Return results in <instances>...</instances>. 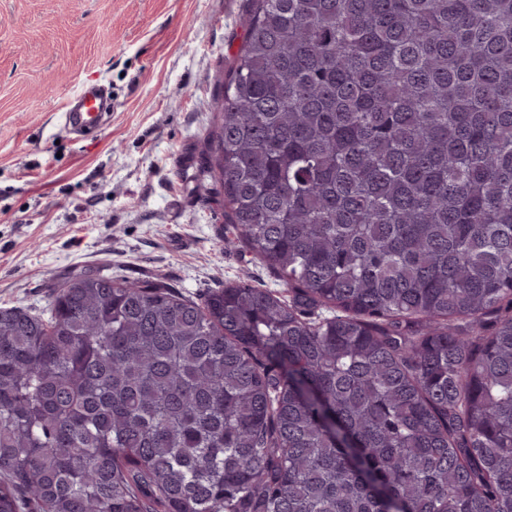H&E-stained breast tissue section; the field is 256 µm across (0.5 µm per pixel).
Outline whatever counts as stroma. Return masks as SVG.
Returning a JSON list of instances; mask_svg holds the SVG:
<instances>
[{
    "instance_id": "1",
    "label": "stroma",
    "mask_w": 512,
    "mask_h": 512,
    "mask_svg": "<svg viewBox=\"0 0 512 512\" xmlns=\"http://www.w3.org/2000/svg\"><path fill=\"white\" fill-rule=\"evenodd\" d=\"M248 0H0V307L42 312L81 272L197 299L246 282L284 294L224 217L199 160ZM110 108L80 136L85 85Z\"/></svg>"
}]
</instances>
